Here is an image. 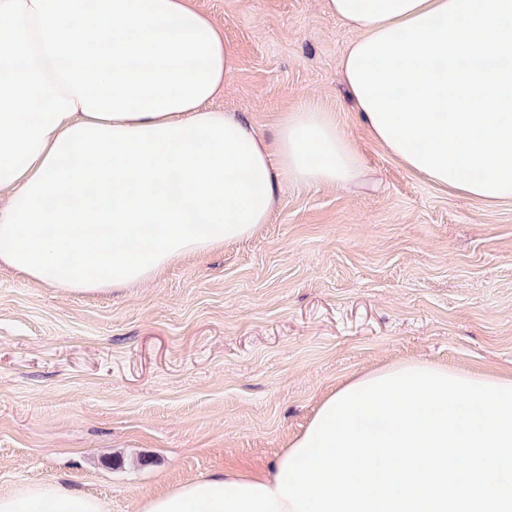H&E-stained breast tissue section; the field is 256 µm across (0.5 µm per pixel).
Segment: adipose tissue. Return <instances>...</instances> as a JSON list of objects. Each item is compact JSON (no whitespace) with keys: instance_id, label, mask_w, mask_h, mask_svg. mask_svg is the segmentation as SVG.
<instances>
[{"instance_id":"adipose-tissue-1","label":"adipose tissue","mask_w":512,"mask_h":512,"mask_svg":"<svg viewBox=\"0 0 512 512\" xmlns=\"http://www.w3.org/2000/svg\"><path fill=\"white\" fill-rule=\"evenodd\" d=\"M0 0V263L77 292L149 283L268 223L285 182L341 187L362 162L302 104L275 146L211 109L233 70L189 0ZM358 33L342 80L371 137L427 182L512 200V0H327ZM0 512H106L61 483Z\"/></svg>"}]
</instances>
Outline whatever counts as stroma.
Returning a JSON list of instances; mask_svg holds the SVG:
<instances>
[{
  "label": "stroma",
  "instance_id": "1",
  "mask_svg": "<svg viewBox=\"0 0 512 512\" xmlns=\"http://www.w3.org/2000/svg\"><path fill=\"white\" fill-rule=\"evenodd\" d=\"M234 67L212 106L274 143L306 100L364 178L288 184L251 238L140 288L75 293L0 266V489L60 481L136 512L268 469L353 373L405 358L512 369V202L433 186L361 124L340 76L355 31L325 0H193Z\"/></svg>",
  "mask_w": 512,
  "mask_h": 512
}]
</instances>
